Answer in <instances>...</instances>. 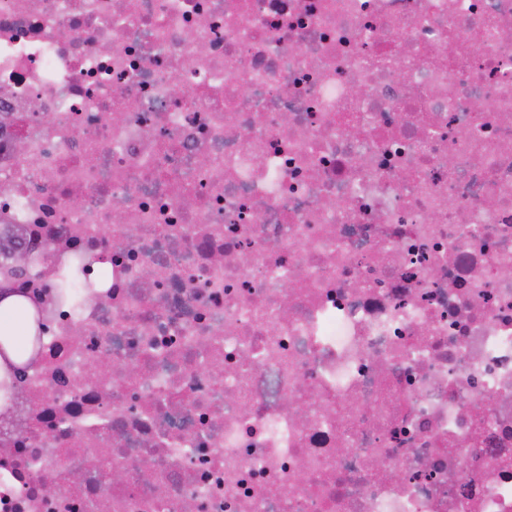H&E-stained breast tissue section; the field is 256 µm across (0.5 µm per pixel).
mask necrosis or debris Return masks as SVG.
<instances>
[{"label": "necrosis or debris", "instance_id": "obj_1", "mask_svg": "<svg viewBox=\"0 0 512 512\" xmlns=\"http://www.w3.org/2000/svg\"><path fill=\"white\" fill-rule=\"evenodd\" d=\"M1 122L0 512H512V0H0ZM2 340L9 357L8 366L15 373L16 367L24 361L27 352L30 336L24 338L22 336H15L10 331H4L3 334L0 333V341Z\"/></svg>", "mask_w": 512, "mask_h": 512}]
</instances>
